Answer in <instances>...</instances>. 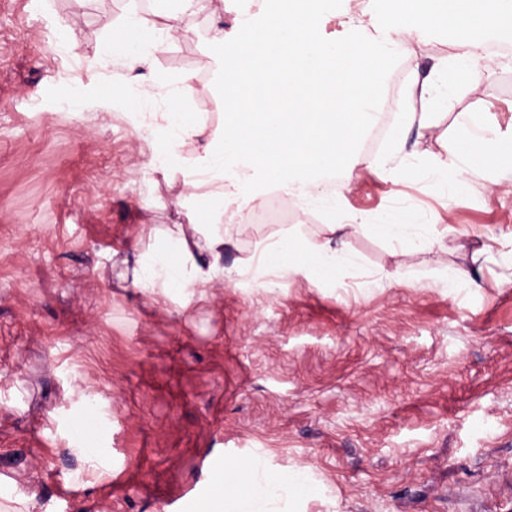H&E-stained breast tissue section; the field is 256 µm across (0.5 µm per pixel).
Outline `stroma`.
<instances>
[{"label":"stroma","instance_id":"obj_1","mask_svg":"<svg viewBox=\"0 0 512 512\" xmlns=\"http://www.w3.org/2000/svg\"><path fill=\"white\" fill-rule=\"evenodd\" d=\"M142 0H0V475L32 484L40 512H169L192 485L218 482L211 459L262 457L307 470L327 504L307 512H512V174L488 192L484 174L456 190L433 180L415 129L396 114L387 144L409 170L385 180L359 148L342 208L372 223L394 216L435 232L448 251L397 254L371 232L349 237L351 265L315 287L295 275L255 287L240 275L189 308L156 303L122 280L123 256L145 224L200 210L189 166L139 141L118 88L161 96L204 76L190 109L220 126L222 57L201 6L188 34L151 69L88 61L118 57L124 21ZM74 25L76 68H62L49 34ZM450 35L430 31L394 61L409 87L443 65ZM80 87L60 113V85ZM439 131L483 114L512 139V56L483 55L467 84L438 102ZM171 175L163 177L160 166ZM475 254L481 289L448 277L457 244ZM492 245L489 254L481 245ZM86 381L101 397L68 391ZM98 430L101 466L67 450L78 426Z\"/></svg>","mask_w":512,"mask_h":512}]
</instances>
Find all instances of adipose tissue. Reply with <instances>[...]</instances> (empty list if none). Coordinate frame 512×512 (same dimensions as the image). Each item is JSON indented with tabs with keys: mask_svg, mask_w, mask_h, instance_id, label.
<instances>
[{
	"mask_svg": "<svg viewBox=\"0 0 512 512\" xmlns=\"http://www.w3.org/2000/svg\"><path fill=\"white\" fill-rule=\"evenodd\" d=\"M402 7L388 24H380L372 0L358 9L339 12V40L318 37L313 21L319 0H279L276 13L262 25L242 20L235 32L213 25L212 42L238 43L224 61V121L212 128L196 113H158L157 128L167 154L186 155L194 179L192 189L204 201V213L187 212L179 224H147L146 245L136 254L133 284L147 296L202 298L216 282L232 280L254 266L257 287H268L267 260L301 245L302 260L284 267V274L303 276L319 285L324 274L350 264L344 250L350 236L369 229L359 213L329 224H294L264 240L257 259L224 265V249L236 230L225 223L227 210L241 215L263 200L268 188L287 187L303 209L336 211L335 197L320 185L332 172H350L361 137L377 117L383 75L390 61L411 53V42L431 29L452 36L454 48L438 72L412 88L407 117L419 135L434 134L432 109L438 98L464 86L470 75L473 49L494 34L512 33V0H400ZM124 28L135 42L123 43L121 64L128 71L152 67L164 44L155 40L156 22L130 14ZM444 154L428 169L436 179L456 185L486 161L512 171V142H504L469 115L456 135L443 138ZM402 255L434 249L432 231L413 233L411 225L386 218L378 226ZM243 490L224 481L214 492L217 512H291L298 499L319 497V489L301 472L280 473L253 460L245 466Z\"/></svg>",
	"mask_w": 512,
	"mask_h": 512,
	"instance_id": "ef3b65f1",
	"label": "adipose tissue"
}]
</instances>
